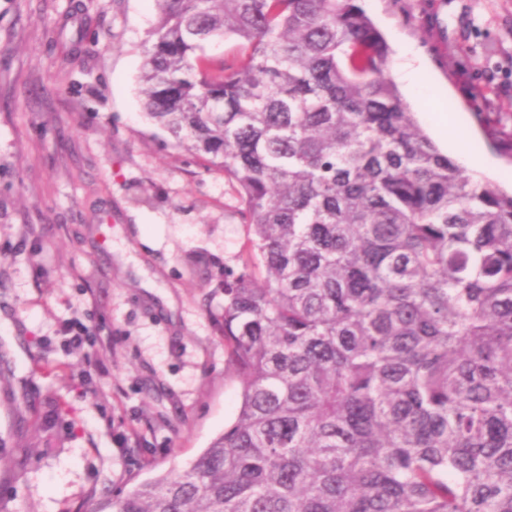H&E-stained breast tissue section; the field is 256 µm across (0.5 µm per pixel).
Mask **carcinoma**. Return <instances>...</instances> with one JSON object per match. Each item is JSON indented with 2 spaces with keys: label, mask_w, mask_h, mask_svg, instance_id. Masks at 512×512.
Returning a JSON list of instances; mask_svg holds the SVG:
<instances>
[{
  "label": "carcinoma",
  "mask_w": 512,
  "mask_h": 512,
  "mask_svg": "<svg viewBox=\"0 0 512 512\" xmlns=\"http://www.w3.org/2000/svg\"><path fill=\"white\" fill-rule=\"evenodd\" d=\"M158 2L146 116L250 226L240 407L112 512H512V192L424 133L359 0Z\"/></svg>",
  "instance_id": "cac0c4a2"
}]
</instances>
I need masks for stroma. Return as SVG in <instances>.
Wrapping results in <instances>:
<instances>
[{"label":"stroma","instance_id":"obj_1","mask_svg":"<svg viewBox=\"0 0 512 512\" xmlns=\"http://www.w3.org/2000/svg\"><path fill=\"white\" fill-rule=\"evenodd\" d=\"M360 5L390 78L421 52V92L398 89L428 135L511 190L512 0ZM158 16L156 0H0V512H112L188 470L240 406L222 286L249 228L236 187L144 114Z\"/></svg>","mask_w":512,"mask_h":512}]
</instances>
